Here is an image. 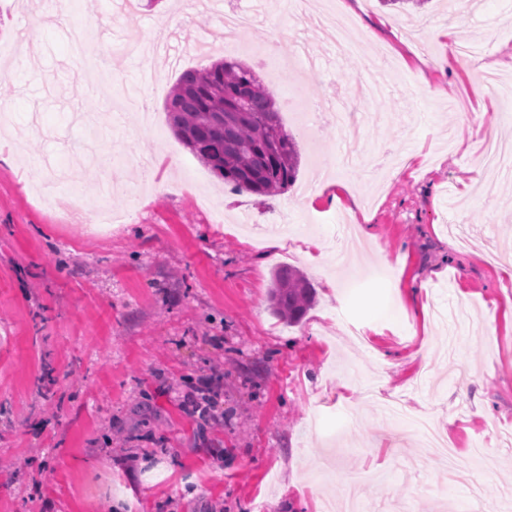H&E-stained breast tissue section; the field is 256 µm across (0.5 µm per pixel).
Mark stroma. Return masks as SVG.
<instances>
[{"mask_svg":"<svg viewBox=\"0 0 512 512\" xmlns=\"http://www.w3.org/2000/svg\"><path fill=\"white\" fill-rule=\"evenodd\" d=\"M331 3L361 21L362 43L389 45L401 62L376 97L358 94L364 65L336 54L313 18ZM38 7L47 23L31 29L27 52L17 46L31 28L27 0H0V512H105L112 492L124 495L123 512H320L321 497L367 473L380 477L363 490L368 512H469L478 480L487 502L512 493V446L485 434L492 422L512 430V178L469 181L483 139L512 133L499 98L479 87L480 73L512 74V0H312L303 19L272 4L230 52L205 32L249 0H198L191 14L178 0L124 15L111 0ZM86 25L111 52L113 88L148 96L155 132L94 93L97 71L75 41ZM448 29L476 57L426 67L447 51ZM279 32L283 58L304 45L293 73L308 99L354 115L360 157L341 169L344 128L309 132L284 109L294 184L236 194L177 139L164 103L183 71L226 57L282 99L255 62ZM129 36L144 53L122 52ZM145 70L159 89L139 86ZM460 96L479 124L448 152V103ZM389 152L411 162L383 182L376 164ZM49 156L83 190L74 205L85 218L112 168L109 231L89 236L40 204L32 168ZM317 166L347 185L341 204L305 192ZM349 210L354 246L342 269L334 229ZM273 236L284 247L270 249ZM309 236L323 243L315 261L302 250ZM280 267L316 292L292 326L269 302ZM368 382L431 413L460 453L488 448L485 469L448 485L437 460L420 461L366 398ZM205 396L214 406L203 417L190 403ZM324 462L328 478L315 483Z\"/></svg>","mask_w":512,"mask_h":512,"instance_id":"35a3bbf8","label":"stroma"}]
</instances>
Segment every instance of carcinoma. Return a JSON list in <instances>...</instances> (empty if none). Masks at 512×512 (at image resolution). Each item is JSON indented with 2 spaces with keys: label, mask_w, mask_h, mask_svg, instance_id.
<instances>
[{
  "label": "carcinoma",
  "mask_w": 512,
  "mask_h": 512,
  "mask_svg": "<svg viewBox=\"0 0 512 512\" xmlns=\"http://www.w3.org/2000/svg\"><path fill=\"white\" fill-rule=\"evenodd\" d=\"M176 137L212 173L239 192L280 193L296 179V144L281 123L274 98L247 66L224 59L184 71L165 101ZM314 288L292 268L272 275L273 312L297 324Z\"/></svg>",
  "instance_id": "1"
}]
</instances>
